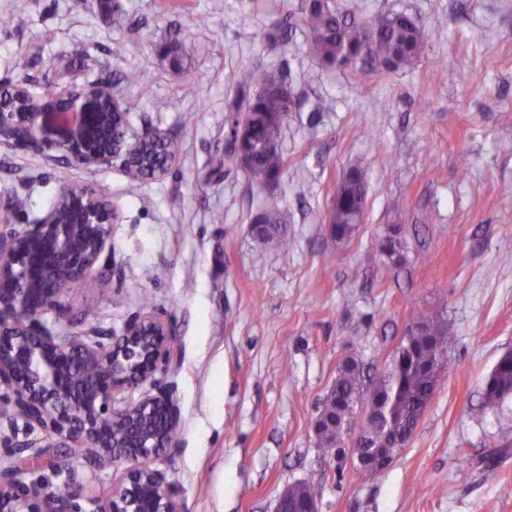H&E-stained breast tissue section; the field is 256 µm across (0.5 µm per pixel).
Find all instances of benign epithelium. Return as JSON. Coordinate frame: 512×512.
Masks as SVG:
<instances>
[{"mask_svg":"<svg viewBox=\"0 0 512 512\" xmlns=\"http://www.w3.org/2000/svg\"><path fill=\"white\" fill-rule=\"evenodd\" d=\"M12 112L0 97V142L48 160L84 167L121 160L126 169L166 172L175 160L165 132L132 131L123 103L104 82L32 94ZM118 213L93 186L80 195L59 191L44 215L0 231V420H22L34 438L0 437V512H83L75 466L95 471L124 467L121 479L95 501L93 512H181L175 491L152 461L175 447L180 413L172 390L159 383L176 345L173 324L153 310L129 317L121 331L98 326L59 331L42 317L61 319L67 302L61 282L80 284L110 270L99 265ZM153 389L137 401L124 393L144 382ZM374 401L366 398L347 416L368 425ZM345 458L354 468L386 469L392 460L347 438ZM73 465L62 467L50 449ZM67 470L70 494L46 493L22 477L33 466Z\"/></svg>","mask_w":512,"mask_h":512,"instance_id":"obj_1","label":"benign epithelium"}]
</instances>
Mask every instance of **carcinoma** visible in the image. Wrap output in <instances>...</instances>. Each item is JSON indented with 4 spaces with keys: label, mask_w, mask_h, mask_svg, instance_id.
I'll use <instances>...</instances> for the list:
<instances>
[{
    "label": "carcinoma",
    "mask_w": 512,
    "mask_h": 512,
    "mask_svg": "<svg viewBox=\"0 0 512 512\" xmlns=\"http://www.w3.org/2000/svg\"><path fill=\"white\" fill-rule=\"evenodd\" d=\"M299 25L306 33L308 51L323 64L344 68L350 57L358 58L366 53L369 40H377L378 52L391 67L404 68L415 64L423 48L420 27L404 14H381L363 20L356 19L355 8L341 12L333 0H309L302 9ZM284 81L272 74L244 68L238 72L236 86L239 96L232 101L231 109L247 114L243 135V147L249 151L250 159L243 170L249 182L267 185L282 176L286 160L278 148L268 147L273 133L280 132L286 115L291 111V100L283 89ZM253 86L260 87L249 94ZM365 187V175L361 168H350L335 186L336 241L352 239L357 225L353 223L357 197ZM265 223L259 227V238L268 246L278 244L279 225L284 223L282 213L275 207L259 212ZM404 249L401 229L387 228L379 238L373 255L387 257L393 261L402 258ZM415 321L438 325V330L424 336H408L396 354L385 363L390 371L388 383L380 384L376 397L381 406L390 413L386 424H375L374 435L388 439L404 438L415 432L414 419L434 393L438 375L431 373L430 366L440 361V370L449 365L448 344L450 336L439 318L419 312ZM369 388L364 382L362 364L355 357H345L337 368L336 379L321 402V408L329 415H339L365 396ZM512 395V352L503 354L495 364L485 386L486 404L497 407ZM318 448L326 458L343 459L344 437L341 428H336L332 437L322 430L315 432ZM298 499L317 500L319 487L309 482L290 485Z\"/></svg>",
    "instance_id": "carcinoma-1"
}]
</instances>
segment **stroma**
I'll return each instance as SVG.
<instances>
[{
    "instance_id": "35a3bbf8",
    "label": "stroma",
    "mask_w": 512,
    "mask_h": 512,
    "mask_svg": "<svg viewBox=\"0 0 512 512\" xmlns=\"http://www.w3.org/2000/svg\"><path fill=\"white\" fill-rule=\"evenodd\" d=\"M336 2L362 18L413 17L419 60L318 62L296 26L307 0H0V84L108 82L135 103L134 131L161 129L177 147L172 167L146 179L117 160L71 166L119 221L111 282L79 285L66 317L118 329L148 304L171 318L176 356L162 382L179 433L153 465L182 512H274L298 481L319 486L320 512H512V398L495 409L484 399L512 352V0ZM19 6L21 27L11 21ZM201 41L209 54L195 53ZM245 67L283 77L293 95L273 188L250 184L228 149L226 106ZM188 83L194 96L177 100ZM353 166L365 172L364 220L336 243L325 220ZM55 167L0 143V209L28 202L0 230L44 214L60 190ZM268 206L285 215L276 250L251 230ZM391 225L403 260L371 259ZM420 311L442 312L451 368L409 446L357 476L316 446L320 400L345 355L374 376Z\"/></svg>"
}]
</instances>
